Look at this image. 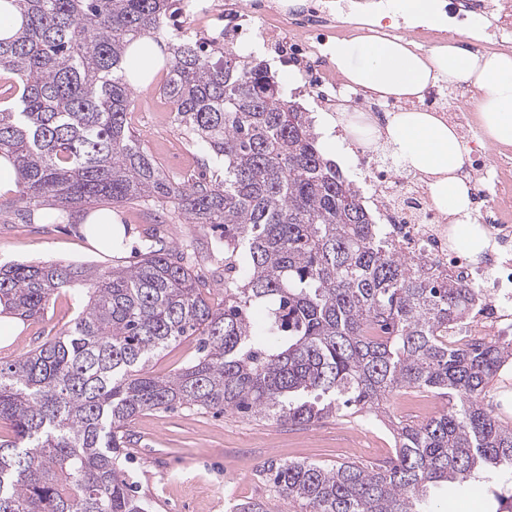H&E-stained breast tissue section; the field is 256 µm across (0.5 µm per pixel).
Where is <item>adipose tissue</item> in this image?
I'll use <instances>...</instances> for the list:
<instances>
[{
    "label": "adipose tissue",
    "instance_id": "1",
    "mask_svg": "<svg viewBox=\"0 0 512 512\" xmlns=\"http://www.w3.org/2000/svg\"><path fill=\"white\" fill-rule=\"evenodd\" d=\"M326 51L351 83L383 98L419 99L441 80L472 85L479 91L475 110L482 139L512 144L511 55L477 56L451 43L423 52L399 37L371 35L332 40ZM384 144L404 167L429 176L432 202L456 218V245L478 255L485 241L471 209L470 186L461 175L467 149L455 127L426 111L398 112L388 122Z\"/></svg>",
    "mask_w": 512,
    "mask_h": 512
}]
</instances>
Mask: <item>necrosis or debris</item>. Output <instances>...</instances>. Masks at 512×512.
Listing matches in <instances>:
<instances>
[{
	"label": "necrosis or debris",
	"mask_w": 512,
	"mask_h": 512,
	"mask_svg": "<svg viewBox=\"0 0 512 512\" xmlns=\"http://www.w3.org/2000/svg\"><path fill=\"white\" fill-rule=\"evenodd\" d=\"M334 9L319 0H225L224 38L240 48L278 54L294 76L331 111L360 112L370 126L385 130L393 113L408 109L405 101H381L349 86L325 52L336 34ZM447 30L419 29L421 41H466L472 53L512 49V0H455ZM467 92L448 98L430 88L422 107L446 113L449 122L471 129L473 112L464 108ZM368 192L382 222L384 242L392 252L419 261L424 276L443 282L492 284L487 306L456 331L459 343L502 340L512 334V149L487 152L472 145L463 172L472 186V204L488 245L476 257L454 243L451 217L437 209L425 177L397 175L392 163L366 162Z\"/></svg>",
	"instance_id": "4bbe7bcc"
}]
</instances>
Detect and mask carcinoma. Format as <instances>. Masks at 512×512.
<instances>
[{
  "label": "carcinoma",
  "instance_id": "cac0c4a2",
  "mask_svg": "<svg viewBox=\"0 0 512 512\" xmlns=\"http://www.w3.org/2000/svg\"><path fill=\"white\" fill-rule=\"evenodd\" d=\"M23 23L0 39L11 74L0 106V157L32 221L44 205H142L221 230L224 301L207 278L154 239L140 260L97 269L0 265V310L44 317L76 282L89 298L58 336L0 363V512H148L123 468L127 428L145 410L216 409L279 425L378 416L423 389L448 407L393 422L395 454L262 465L292 512H424L430 489L512 468V425L492 382L512 343L455 347L454 329L489 294L421 277L391 252L357 187L325 157L310 113L286 98L265 60H217L170 38L174 0H6ZM169 55L161 94L210 180L167 175L133 134L130 44ZM184 336L200 356L165 377L149 362Z\"/></svg>",
  "mask_w": 512,
  "mask_h": 512
}]
</instances>
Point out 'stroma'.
Wrapping results in <instances>:
<instances>
[{"label":"stroma","instance_id":"stroma-1","mask_svg":"<svg viewBox=\"0 0 512 512\" xmlns=\"http://www.w3.org/2000/svg\"><path fill=\"white\" fill-rule=\"evenodd\" d=\"M270 68L288 99L313 113L323 151L343 155L344 173L356 184H363L366 172L361 160L338 136L333 121L317 109L311 95L289 83L282 63L271 61ZM170 116V106L160 95L158 84L137 89L131 128L168 173L180 166L183 153L182 134L170 124ZM85 213V208L73 209L53 224L40 211L33 223L21 224L12 208H0V261H62L106 269L135 261L146 236L154 234L176 249L194 244L193 266L211 282L212 301L223 302L224 254L217 250V235L210 228L186 223L165 211L116 206L112 214L124 244L118 250L101 252L86 238ZM86 301L83 289L68 288L52 301L42 319L16 321L15 334L0 338V359H14L58 335ZM442 407L433 394L409 391L391 399L389 417L330 418L302 428L224 413L146 411L130 425L133 443L126 469L139 494L150 501L151 512H228L232 502L250 498L270 500L273 512H288L287 502L276 498L261 478L264 462L379 464L394 451L388 418L417 423ZM490 485L512 487V475L497 470L490 472L485 484L442 486L432 491L431 505L436 512H487L486 488Z\"/></svg>","mask_w":512,"mask_h":512}]
</instances>
